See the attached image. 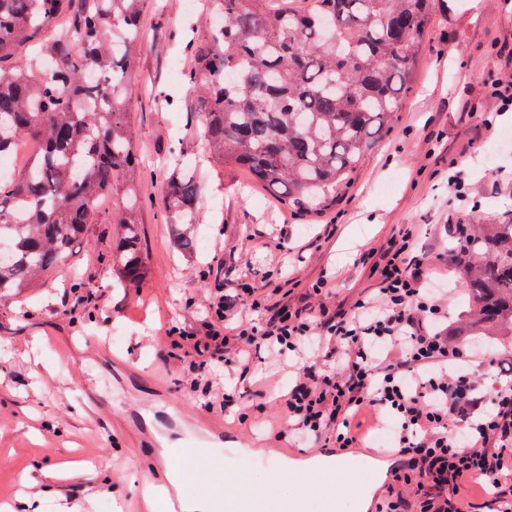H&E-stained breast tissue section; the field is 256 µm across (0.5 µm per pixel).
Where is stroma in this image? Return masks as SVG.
Masks as SVG:
<instances>
[{
    "label": "stroma",
    "mask_w": 512,
    "mask_h": 512,
    "mask_svg": "<svg viewBox=\"0 0 512 512\" xmlns=\"http://www.w3.org/2000/svg\"><path fill=\"white\" fill-rule=\"evenodd\" d=\"M210 23L187 0H147L140 17L142 48L131 75L135 92L129 121L135 149L145 162L139 174V221L148 277L130 292L113 288L111 254L116 224L97 225L87 246L61 262L36 299L0 305V503L30 496L38 470L58 483L76 484L89 468L110 480L115 492L134 496L155 454L133 424L142 410L169 401L189 417L208 419L192 398L189 358L172 348L171 325H199L203 300L218 285L239 277L281 288L300 304L312 283L328 278V306L351 305L376 286L362 252L414 226L415 246L434 268L430 293L448 299L446 321L456 329L470 310L463 274L448 258V224L512 222V130L492 83L512 80V0H438L433 25L421 48L415 88L391 134L381 139L335 204L320 213H294L253 186L236 166L203 161L201 114L187 73L194 57L182 38ZM174 98L165 106L160 93ZM196 165L203 191L195 233L208 237L203 255L189 258L173 244L162 205L167 170L160 163L171 147ZM457 176L463 196L448 190ZM288 235L291 250L279 249ZM79 278L85 298L62 305L64 290ZM470 365L482 392H490L496 365L512 363V339L467 336ZM165 387L155 391L154 379ZM222 382L247 421L240 435L292 455L317 453L301 440H277L278 394L255 393L248 380L224 371ZM271 463L234 460L238 481L266 488L282 499L306 498L305 512H320L331 492L338 512H354L350 487H323L307 474L267 481Z\"/></svg>",
    "instance_id": "obj_1"
}]
</instances>
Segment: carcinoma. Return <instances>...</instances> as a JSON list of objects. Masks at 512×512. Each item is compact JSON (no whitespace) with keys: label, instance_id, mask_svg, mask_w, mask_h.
<instances>
[{"label":"carcinoma","instance_id":"cac0c4a2","mask_svg":"<svg viewBox=\"0 0 512 512\" xmlns=\"http://www.w3.org/2000/svg\"><path fill=\"white\" fill-rule=\"evenodd\" d=\"M143 2L0 0V156L23 138L45 145L27 171L0 177V302L37 294L114 194L112 287L146 279L129 122ZM435 2L207 0L220 21L193 40L187 80L212 160L246 169L287 209L336 202L398 121ZM26 45L35 52L19 54ZM201 194L177 168L163 196L174 246L190 256ZM451 257L472 306L459 335L512 336V223L473 225Z\"/></svg>","mask_w":512,"mask_h":512}]
</instances>
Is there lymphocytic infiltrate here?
Listing matches in <instances>:
<instances>
[{
  "label": "lymphocytic infiltrate",
  "instance_id": "f902f5d3",
  "mask_svg": "<svg viewBox=\"0 0 512 512\" xmlns=\"http://www.w3.org/2000/svg\"><path fill=\"white\" fill-rule=\"evenodd\" d=\"M413 237L407 228L365 253L377 294L349 310L292 307L244 283L233 294L210 295L206 336L178 326L170 332L190 345L204 406L217 415L234 401L211 380L213 364L245 375L261 351L294 352L312 339L326 348L325 363H300L281 395L278 435L349 448L360 440L353 425L360 412L390 416L405 462L379 512H461L464 484L489 512H512V485L503 480L512 471V380L495 382L492 397L479 395L469 355L441 325V299L426 290L431 270Z\"/></svg>",
  "mask_w": 512,
  "mask_h": 512
}]
</instances>
